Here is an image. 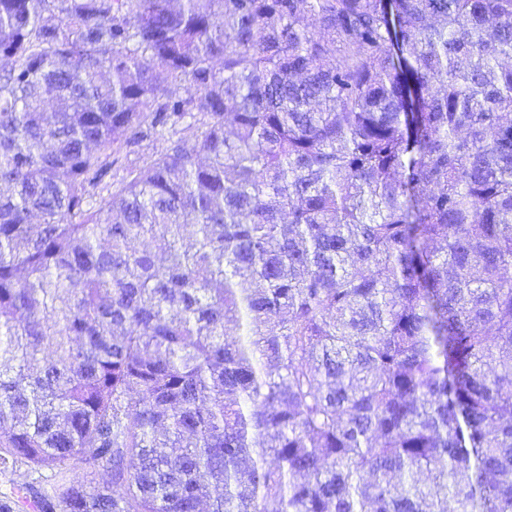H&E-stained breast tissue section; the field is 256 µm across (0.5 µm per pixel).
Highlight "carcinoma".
<instances>
[{
    "label": "carcinoma",
    "instance_id": "carcinoma-1",
    "mask_svg": "<svg viewBox=\"0 0 512 512\" xmlns=\"http://www.w3.org/2000/svg\"><path fill=\"white\" fill-rule=\"evenodd\" d=\"M507 113L512 0H0V473L512 512ZM162 148L161 142H144L135 154L125 157V150H120L121 162L127 168H139L150 163Z\"/></svg>",
    "mask_w": 512,
    "mask_h": 512
}]
</instances>
